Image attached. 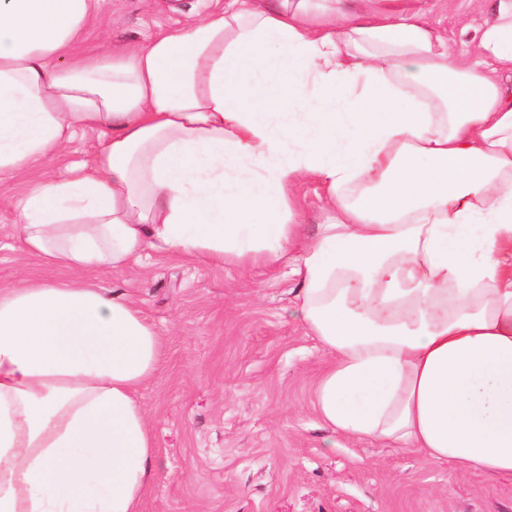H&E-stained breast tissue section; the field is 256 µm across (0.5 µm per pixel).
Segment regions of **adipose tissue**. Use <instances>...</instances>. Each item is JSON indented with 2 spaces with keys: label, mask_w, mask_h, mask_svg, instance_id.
Here are the masks:
<instances>
[{
  "label": "adipose tissue",
  "mask_w": 512,
  "mask_h": 512,
  "mask_svg": "<svg viewBox=\"0 0 512 512\" xmlns=\"http://www.w3.org/2000/svg\"><path fill=\"white\" fill-rule=\"evenodd\" d=\"M389 2L224 0L85 57L100 0H0V176L100 134L17 213L66 276L0 289V512H140L156 441L136 393L160 340L70 275L150 252L288 267L332 432L512 477V0L474 59ZM303 180L330 207L309 236Z\"/></svg>",
  "instance_id": "1"
}]
</instances>
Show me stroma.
Returning <instances> with one entry per match:
<instances>
[{
  "label": "stroma",
  "mask_w": 512,
  "mask_h": 512,
  "mask_svg": "<svg viewBox=\"0 0 512 512\" xmlns=\"http://www.w3.org/2000/svg\"><path fill=\"white\" fill-rule=\"evenodd\" d=\"M224 0H101L81 56L146 45ZM455 55H474L491 0H416ZM27 175L0 180V287L45 267L14 235ZM89 282L127 294L162 358L140 390L157 453L142 512H512V478L463 475L411 449L337 436L312 406L327 358L293 314L299 284L257 265L151 255Z\"/></svg>",
  "instance_id": "35a3bbf8"
}]
</instances>
